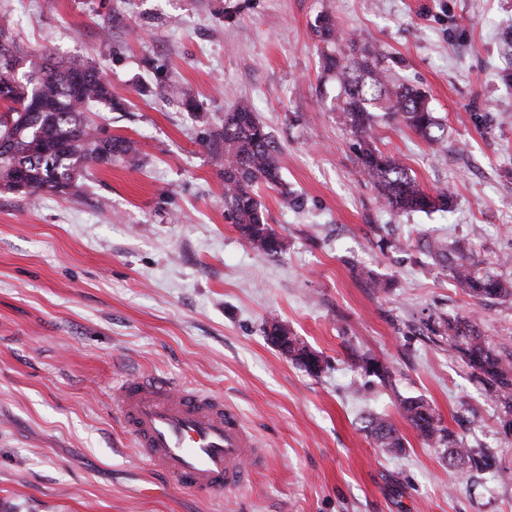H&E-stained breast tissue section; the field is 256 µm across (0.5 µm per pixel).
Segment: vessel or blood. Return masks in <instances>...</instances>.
Listing matches in <instances>:
<instances>
[{
	"mask_svg": "<svg viewBox=\"0 0 512 512\" xmlns=\"http://www.w3.org/2000/svg\"><path fill=\"white\" fill-rule=\"evenodd\" d=\"M113 408L151 468L202 500L248 484L264 452L238 413L174 379L138 376L112 388Z\"/></svg>",
	"mask_w": 512,
	"mask_h": 512,
	"instance_id": "1",
	"label": "vessel or blood"
}]
</instances>
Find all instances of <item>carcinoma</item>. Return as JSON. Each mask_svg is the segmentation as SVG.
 I'll list each match as a JSON object with an SVG mask.
<instances>
[{
    "instance_id": "carcinoma-1",
    "label": "carcinoma",
    "mask_w": 512,
    "mask_h": 512,
    "mask_svg": "<svg viewBox=\"0 0 512 512\" xmlns=\"http://www.w3.org/2000/svg\"><path fill=\"white\" fill-rule=\"evenodd\" d=\"M12 25L0 16V180L11 190H22L31 197L44 192L75 195L79 179L89 170L140 154L138 143L120 135L106 136L86 116L89 105L103 104L110 110L122 109L112 97L108 82L89 64L63 63L46 55L42 64L27 63L11 40ZM315 32L325 42L337 39L336 25L324 14L316 20ZM29 70L18 74L23 65ZM325 70L336 74L343 88L338 97L346 130L354 141L361 171L367 175L384 203L396 213L430 212L448 207L450 196L426 193L411 177L402 162L383 153L376 144L378 113L397 120L430 144H440L444 127L421 91L400 86L388 88L386 69L368 46L352 47V56H325ZM213 156L224 162V213L258 254L280 256L281 249L267 246L275 231L267 224L255 187L265 185L279 190L281 205L300 206V198L282 182L278 146L267 126L247 102L224 113L220 127L201 140ZM355 279L377 291L383 282L372 271L352 267ZM449 275L469 296L484 301L512 297V281L501 275L475 269L462 256L451 262ZM448 345L463 358L473 374L487 388L499 407L498 422L512 417V351L482 334L476 321L445 322ZM313 352L299 340L288 348L289 358L313 376L304 356ZM361 368L384 382L390 377L389 365L365 353L356 355ZM399 414L428 445L445 448L454 462L478 464L474 450L459 440L421 397L400 400ZM366 432L386 455H398L405 448L395 424L386 417H371Z\"/></svg>"
}]
</instances>
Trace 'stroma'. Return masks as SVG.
I'll return each instance as SVG.
<instances>
[{
    "label": "stroma",
    "mask_w": 512,
    "mask_h": 512,
    "mask_svg": "<svg viewBox=\"0 0 512 512\" xmlns=\"http://www.w3.org/2000/svg\"><path fill=\"white\" fill-rule=\"evenodd\" d=\"M30 59L44 49L97 66L124 102L98 107L132 163L97 167L77 195L0 186V512H512V436L443 320L475 319L512 346V298L478 302L440 240L512 280V0H0ZM330 13L337 43L314 32ZM370 45L394 81L418 87L445 128L431 145L380 119L376 143L447 209L395 213L361 173L333 106L323 54ZM195 92L197 112L164 97ZM248 101L280 147L303 204L258 187L280 258L224 218V169L199 144ZM358 264L386 286L364 288ZM286 326L326 366L299 369L267 338ZM368 353L392 379L351 358ZM167 376L223 397L266 459L211 502L167 486L110 406L120 379ZM427 400L481 455L449 467L398 414ZM386 415L406 444L387 456L363 429Z\"/></svg>",
    "instance_id": "obj_1"
}]
</instances>
